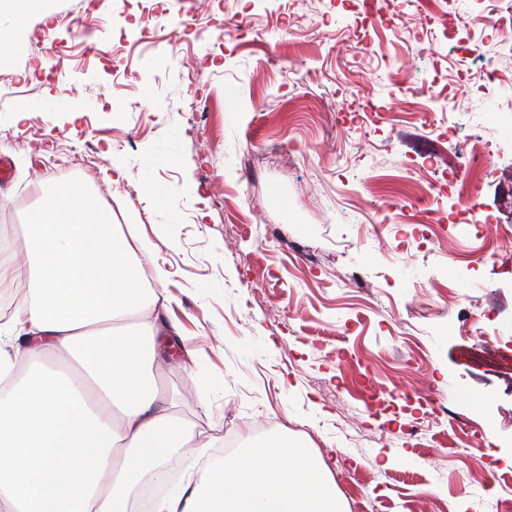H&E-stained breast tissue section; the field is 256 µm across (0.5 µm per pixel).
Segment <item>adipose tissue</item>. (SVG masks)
Here are the masks:
<instances>
[{"mask_svg": "<svg viewBox=\"0 0 512 512\" xmlns=\"http://www.w3.org/2000/svg\"><path fill=\"white\" fill-rule=\"evenodd\" d=\"M132 246L94 195L43 193L0 245V285L23 291L0 322V512H129L143 475L192 448L200 476L152 512H345L321 462L264 441L224 454L194 446L192 425L160 391L166 345L183 338L167 289L143 277Z\"/></svg>", "mask_w": 512, "mask_h": 512, "instance_id": "obj_1", "label": "adipose tissue"}]
</instances>
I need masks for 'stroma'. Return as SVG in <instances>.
<instances>
[{"label": "stroma", "instance_id": "obj_1", "mask_svg": "<svg viewBox=\"0 0 512 512\" xmlns=\"http://www.w3.org/2000/svg\"><path fill=\"white\" fill-rule=\"evenodd\" d=\"M242 2L255 27L244 39L214 6L174 40L191 0H165L147 29L149 0H43L13 15L0 237L27 222L42 185L110 191L113 223L151 242L204 356L159 374L168 392L200 393L179 406L199 443L307 445L347 512H497L512 492V264L489 262L473 284L483 238L420 195L464 166L473 136H505L512 52L498 32L512 15L460 0L449 33L442 0H315L299 26L286 0ZM65 13L82 26L45 31ZM358 21V54L340 59L341 28ZM461 93L485 123L425 130L422 112ZM115 167L123 178L105 185ZM378 233L429 243L385 254ZM401 381L433 387L441 413L392 399Z\"/></svg>", "mask_w": 512, "mask_h": 512}]
</instances>
